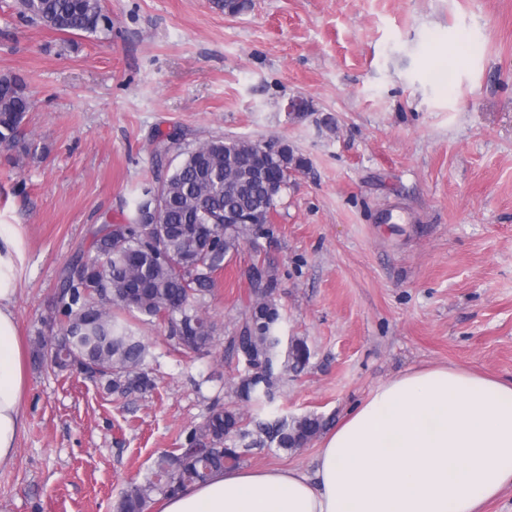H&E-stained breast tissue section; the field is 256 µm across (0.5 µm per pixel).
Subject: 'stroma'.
<instances>
[{
  "label": "stroma",
  "mask_w": 512,
  "mask_h": 512,
  "mask_svg": "<svg viewBox=\"0 0 512 512\" xmlns=\"http://www.w3.org/2000/svg\"><path fill=\"white\" fill-rule=\"evenodd\" d=\"M101 0L106 34H69L0 0V76L35 101L0 147V224L25 252L14 312L52 336L62 269L92 231L125 224L158 165L223 137L288 142L309 162L274 235L215 275L210 349L139 320L155 387L121 395L30 363L24 428L0 512H117L158 454L210 406L336 423L410 370L512 381V0ZM451 71L450 83L437 72ZM303 98L310 112L287 111ZM276 268L283 339L311 357L274 403L239 400L228 345L249 297L240 268ZM320 446L252 449L248 468H308Z\"/></svg>",
  "instance_id": "1"
}]
</instances>
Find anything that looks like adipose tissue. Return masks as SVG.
Masks as SVG:
<instances>
[{
    "label": "adipose tissue",
    "mask_w": 512,
    "mask_h": 512,
    "mask_svg": "<svg viewBox=\"0 0 512 512\" xmlns=\"http://www.w3.org/2000/svg\"><path fill=\"white\" fill-rule=\"evenodd\" d=\"M22 238L0 225V466L23 429L27 359L14 313ZM512 488V382L423 368L378 386L323 439L312 473L238 468L162 512H485Z\"/></svg>",
    "instance_id": "adipose-tissue-1"
}]
</instances>
